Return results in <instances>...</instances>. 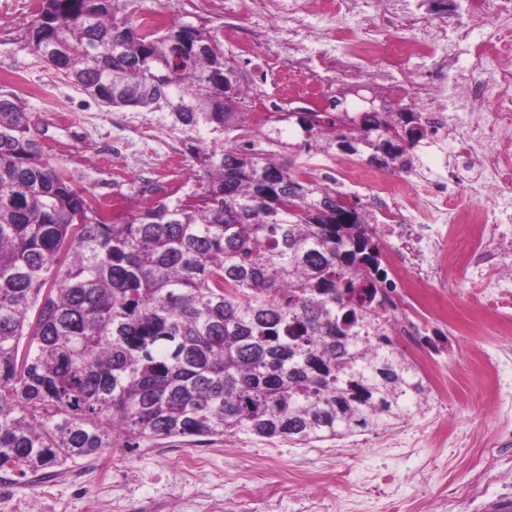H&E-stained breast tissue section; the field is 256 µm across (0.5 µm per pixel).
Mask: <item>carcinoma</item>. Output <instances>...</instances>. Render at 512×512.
Returning a JSON list of instances; mask_svg holds the SVG:
<instances>
[{
  "instance_id": "1",
  "label": "carcinoma",
  "mask_w": 512,
  "mask_h": 512,
  "mask_svg": "<svg viewBox=\"0 0 512 512\" xmlns=\"http://www.w3.org/2000/svg\"><path fill=\"white\" fill-rule=\"evenodd\" d=\"M119 1L134 6L42 0L29 43L105 106L159 115L200 200L103 213L0 86V469L170 438L312 444L402 419L421 383L389 337L360 333L388 280L361 202L240 145L250 117L215 31L139 33ZM397 116L299 127L408 172L424 129Z\"/></svg>"
}]
</instances>
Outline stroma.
<instances>
[{
  "label": "stroma",
  "instance_id": "35a3bbf8",
  "mask_svg": "<svg viewBox=\"0 0 512 512\" xmlns=\"http://www.w3.org/2000/svg\"><path fill=\"white\" fill-rule=\"evenodd\" d=\"M39 9L40 0H0V85L22 98L46 156L110 211L131 213L148 197L198 192L190 159L173 133H166L162 144H150L148 159L116 150L118 141L146 139L156 119L131 108L106 107L37 56L29 29ZM146 14L171 23L201 21L220 30L224 0H138L132 25ZM268 132V126H255L256 153L285 166L308 165L310 153L300 147L304 135L296 124L286 125L280 147ZM505 342L496 330L454 337L443 362L453 414L448 431L457 438L453 446L439 448L428 441L414 448L388 447L387 438L402 432L398 424L375 429L360 447L347 439L312 444L246 436L210 444L164 439L132 451L113 448L45 475L21 478L0 471V512H224L228 504L236 512H304L312 502L321 504V512H336L329 485L359 483L381 471L399 497L437 490L446 469L478 462L481 449L464 441V434L477 427L489 437L496 431L493 420H480L477 410L489 397L486 360ZM194 456L204 457V464L185 469V460ZM284 483L294 493L281 499L277 492ZM273 495L278 501L271 509L266 500Z\"/></svg>",
  "mask_w": 512,
  "mask_h": 512
}]
</instances>
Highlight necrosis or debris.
Returning a JSON list of instances; mask_svg holds the SVG:
<instances>
[{
    "label": "necrosis or debris",
    "instance_id": "necrosis-or-debris-1",
    "mask_svg": "<svg viewBox=\"0 0 512 512\" xmlns=\"http://www.w3.org/2000/svg\"><path fill=\"white\" fill-rule=\"evenodd\" d=\"M458 2L461 13L447 21L410 7L408 0H322L316 22L304 29L297 19L310 13L307 0H240L224 9V27L236 32L245 59L263 57L268 34L279 35L289 74L306 79L296 100L307 108H322L335 87L360 86L376 98L409 102L420 111L429 146L451 145L448 178L407 177L388 166L336 158L325 148L314 166L316 175L349 198L368 200L375 227L388 234L380 245L389 283L377 291L371 333L390 337L414 366L431 434L448 424V380L441 365L449 336L459 332L448 319L449 278L463 266L484 271L473 329L512 305V267L499 261L512 243L503 230L512 215L502 210L512 202V0ZM242 11L265 19L266 28L237 33L234 18ZM368 12L380 18L369 29L363 26ZM329 20L336 23L331 39L321 34ZM479 24L491 29L490 38L476 37ZM463 44L470 47L464 65L457 54ZM417 61L426 62L427 70L403 80L406 67ZM463 180L480 187L490 209L458 203L455 189ZM452 236L463 250L449 251ZM495 440L496 456L484 469L425 497L413 512H447L462 502L479 506L490 487L500 484L502 460L512 458V427L499 430Z\"/></svg>",
    "mask_w": 512,
    "mask_h": 512
}]
</instances>
